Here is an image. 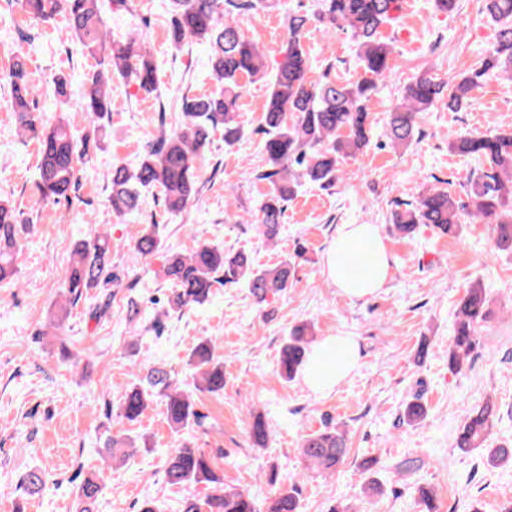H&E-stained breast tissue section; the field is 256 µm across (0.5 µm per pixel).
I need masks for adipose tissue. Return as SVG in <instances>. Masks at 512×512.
<instances>
[{"instance_id": "adipose-tissue-1", "label": "adipose tissue", "mask_w": 512, "mask_h": 512, "mask_svg": "<svg viewBox=\"0 0 512 512\" xmlns=\"http://www.w3.org/2000/svg\"><path fill=\"white\" fill-rule=\"evenodd\" d=\"M362 262L372 271L369 278L355 273ZM390 271V258L376 225L344 224L338 228L327 254L325 274L344 296L361 299L378 292ZM359 358L356 337H325L313 346L303 368V381L314 393L329 394L355 370Z\"/></svg>"}]
</instances>
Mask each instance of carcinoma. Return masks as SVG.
<instances>
[{
	"label": "carcinoma",
	"instance_id": "obj_1",
	"mask_svg": "<svg viewBox=\"0 0 512 512\" xmlns=\"http://www.w3.org/2000/svg\"><path fill=\"white\" fill-rule=\"evenodd\" d=\"M318 22L325 30L343 29L356 43V55L363 76L340 81L324 75L311 81V61L302 39L309 18L288 15L285 61L270 85L264 109V166L257 179L269 183L256 229L265 243L276 241L281 232L285 203L301 187L311 183L330 188L341 179L339 160L354 156L369 145L366 102L390 74L392 43L382 29L394 24L398 0H322ZM486 15L497 26L496 45L489 59L448 85L422 75L405 89L402 101L389 113V139L393 146H409L415 141L417 117L437 102H446L448 110H459L471 93L481 87L492 69L512 77V0H484ZM171 16L169 39L174 44L187 40L205 43L210 48V66L220 90L209 94L182 97L181 122L160 135L143 149L135 171L125 165L112 167L109 178L112 213L118 217L136 211L142 191L160 189L166 209L183 211L198 193L196 157L209 144L211 132L224 129V143L231 145L242 137L238 117L241 84L244 77L254 78L264 71L262 53L232 20L230 13L279 5V0H169ZM22 9L34 24L47 22L57 14L66 17L72 37L83 52L97 58L98 69L87 78L75 102L83 112L87 126L76 137L62 116L48 117L37 111L38 86L22 54L15 55L10 66L0 71V86L7 88L21 135L31 136L39 144L37 193L41 202L54 204L69 198L79 170L78 161L89 147L105 136L101 120L112 111V75L116 74L146 96L158 90L157 67L146 41L142 38L115 39L103 18L101 0H20ZM455 153L478 162V169L466 184L468 202L461 203L445 189L430 188L403 210H395L391 221L402 234H410L418 224H428L437 233L453 235L463 224H489L494 234V248L512 252V133L467 134L451 144ZM27 224L6 198H0V282L12 278L23 247L21 231ZM160 249L158 225H143L134 244L135 252L148 258ZM295 259H284L265 269H257L244 252H224V248L204 243L187 254L171 256L163 268L170 284L167 310L183 313L207 303L217 283L245 282L257 306L269 296L285 293L291 286ZM112 240L106 232L80 241L71 253L69 274L63 284L65 301L57 305L51 325L59 328L68 318L83 291L109 281ZM490 298L484 288L466 289L457 304L456 319L448 346V366L459 373L475 353L482 323L490 315ZM314 342V323L305 322L283 340L277 371L287 382L302 370L309 346ZM215 340L205 336L191 350L189 365L194 369L192 387L182 385L163 367H152L139 382L119 398L117 417L135 423L156 398L164 402L167 421L180 432L201 428L206 416L196 410L193 395L224 391V362L214 355ZM427 409L419 400H409L400 420L409 426L421 424ZM500 417L496 404L487 401L476 407L458 431L456 447L468 451L485 448L488 435ZM250 438L266 447L273 429L256 414L250 425ZM147 441L129 435L107 441L110 458L127 459ZM493 466L512 465V447L500 444L486 448ZM299 454L307 468L331 470L347 456L346 432L337 426L305 436ZM168 483L187 485L206 483L211 493L204 505L208 512H300L299 479L283 480L271 472L268 483L272 494L266 510H261L251 493L224 487L211 460L201 450L185 444L172 449L166 468ZM102 486L85 479L79 487L76 512H93Z\"/></svg>",
	"mask_w": 512,
	"mask_h": 512
}]
</instances>
